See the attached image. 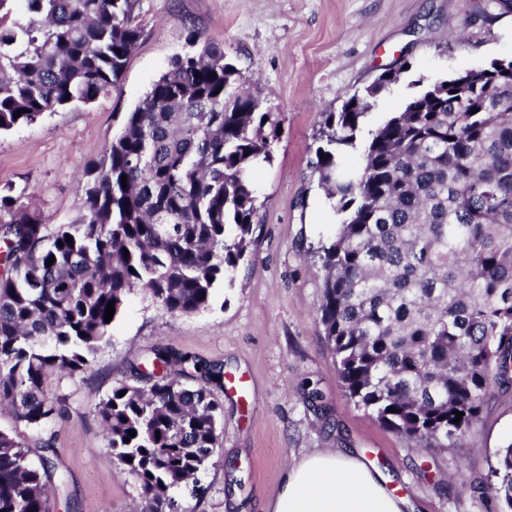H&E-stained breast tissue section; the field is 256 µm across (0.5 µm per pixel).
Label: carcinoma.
<instances>
[{
    "label": "carcinoma",
    "instance_id": "1",
    "mask_svg": "<svg viewBox=\"0 0 512 512\" xmlns=\"http://www.w3.org/2000/svg\"><path fill=\"white\" fill-rule=\"evenodd\" d=\"M14 2L0 0V133L117 86L141 35L137 0H22L24 23ZM187 45L88 166L82 223L49 233L0 195V406L36 430L60 412L50 374L88 372L110 342V301L116 316L138 291L168 314L199 313L252 245L254 174L280 123L237 86L224 49L194 30ZM398 76L385 70L323 114L315 168L339 222L318 248L317 314L349 398L420 447L446 448L491 387L512 388V60L428 85L358 142ZM357 147L362 163L344 169ZM151 362L150 387L121 383L95 409L148 512H178L171 491L218 445L224 371L166 349ZM30 455L0 430V512H50L64 476L49 442ZM487 490L512 512V442Z\"/></svg>",
    "mask_w": 512,
    "mask_h": 512
}]
</instances>
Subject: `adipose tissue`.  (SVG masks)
Returning <instances> with one entry per match:
<instances>
[{
    "mask_svg": "<svg viewBox=\"0 0 512 512\" xmlns=\"http://www.w3.org/2000/svg\"><path fill=\"white\" fill-rule=\"evenodd\" d=\"M271 512H405V502L363 458L310 452L286 469Z\"/></svg>",
    "mask_w": 512,
    "mask_h": 512,
    "instance_id": "adipose-tissue-1",
    "label": "adipose tissue"
}]
</instances>
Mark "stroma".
Segmentation results:
<instances>
[{
  "mask_svg": "<svg viewBox=\"0 0 512 512\" xmlns=\"http://www.w3.org/2000/svg\"><path fill=\"white\" fill-rule=\"evenodd\" d=\"M143 35L117 87L88 105L44 114L0 135V192L48 229L81 223L80 175L99 160L188 29L221 45L242 89L257 93L282 133L256 176L251 254L209 309L172 316L129 296L111 340L87 373L51 378L62 411L44 433L0 411V430L30 448L50 440L67 479L50 512H146V502L105 446L95 405L159 347L224 367L217 463L198 491L176 490L181 512H267L287 466L323 449L377 466L413 512H498L486 492L496 451L512 441V390H494L479 421L445 448H421L382 427L348 397L317 316L325 272L306 250L331 238L338 217L313 163L323 113L340 111L388 68L398 82L364 126L399 111L421 85L512 60V10L496 0H138Z\"/></svg>",
  "mask_w": 512,
  "mask_h": 512,
  "instance_id": "obj_1",
  "label": "stroma"
}]
</instances>
